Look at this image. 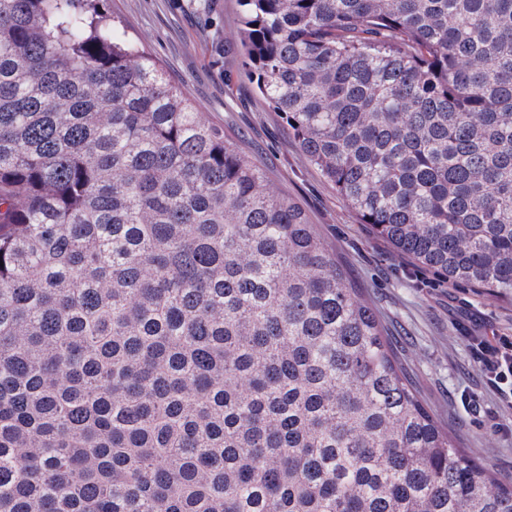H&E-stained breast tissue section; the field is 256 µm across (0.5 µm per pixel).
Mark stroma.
I'll return each mask as SVG.
<instances>
[{
    "label": "stroma",
    "mask_w": 512,
    "mask_h": 512,
    "mask_svg": "<svg viewBox=\"0 0 512 512\" xmlns=\"http://www.w3.org/2000/svg\"><path fill=\"white\" fill-rule=\"evenodd\" d=\"M112 9L200 112L297 200L360 288L419 398L459 447L512 485V409L503 407L476 362L477 338L512 340V297L455 287L400 258L359 223L260 98L236 45L237 0H112Z\"/></svg>",
    "instance_id": "35a3bbf8"
}]
</instances>
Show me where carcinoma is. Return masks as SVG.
I'll use <instances>...</instances> for the list:
<instances>
[{
	"label": "carcinoma",
	"mask_w": 512,
	"mask_h": 512,
	"mask_svg": "<svg viewBox=\"0 0 512 512\" xmlns=\"http://www.w3.org/2000/svg\"><path fill=\"white\" fill-rule=\"evenodd\" d=\"M360 223L512 296V0H238ZM0 512H512L303 207L108 0H0Z\"/></svg>",
	"instance_id": "obj_1"
}]
</instances>
